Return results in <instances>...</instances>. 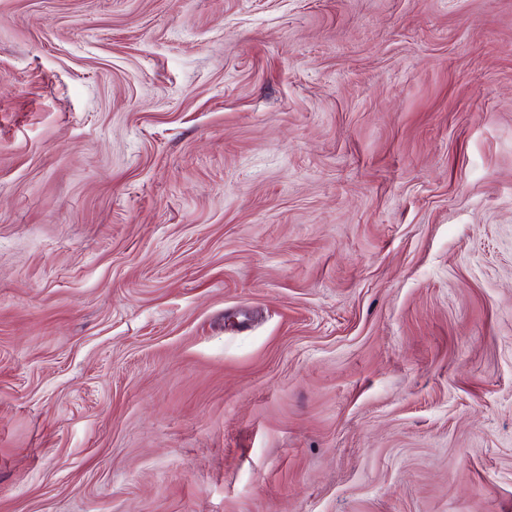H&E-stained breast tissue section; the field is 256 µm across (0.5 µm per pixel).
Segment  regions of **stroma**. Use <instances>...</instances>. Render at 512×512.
<instances>
[{"mask_svg": "<svg viewBox=\"0 0 512 512\" xmlns=\"http://www.w3.org/2000/svg\"><path fill=\"white\" fill-rule=\"evenodd\" d=\"M0 512H512V0H0Z\"/></svg>", "mask_w": 512, "mask_h": 512, "instance_id": "stroma-1", "label": "stroma"}]
</instances>
